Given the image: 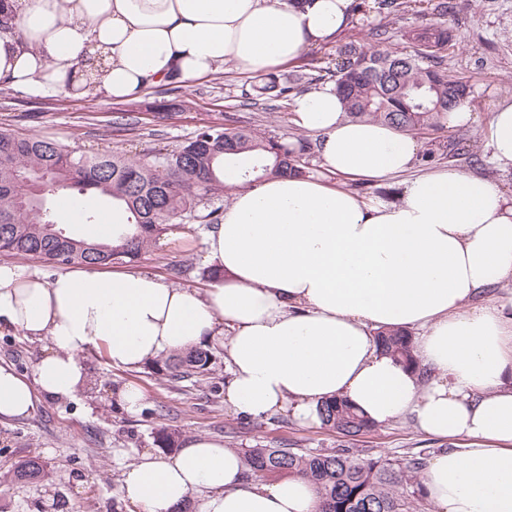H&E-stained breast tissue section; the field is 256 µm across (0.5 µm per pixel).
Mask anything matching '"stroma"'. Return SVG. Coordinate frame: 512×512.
Here are the masks:
<instances>
[{"instance_id":"obj_1","label":"stroma","mask_w":512,"mask_h":512,"mask_svg":"<svg viewBox=\"0 0 512 512\" xmlns=\"http://www.w3.org/2000/svg\"><path fill=\"white\" fill-rule=\"evenodd\" d=\"M456 3V11L443 18L459 36L448 52V72L469 83L468 102L475 120L470 127L449 128L445 134L466 138L475 155L471 161L458 160V167L494 179L511 195L512 168L492 161L487 130L498 101L512 98V0ZM382 22L373 13L353 15L351 25L338 35L278 71L295 79L297 93L315 89L318 71L335 62L338 49L354 30ZM254 78V73L241 70L230 81L220 72L173 94L150 89L121 102L95 93L67 97L0 83V130L36 135L86 153L112 151L131 160L174 149L200 127L214 123L246 126L285 143L302 137L289 102L243 105L242 86ZM206 229L202 221H175L141 253L135 267L155 271L177 287L203 286ZM42 355V343L0 328V365L29 377ZM82 361L95 381L92 389L72 400H41L22 418L0 419V512H138L120 495L121 471L142 450L154 447L155 432L162 427L174 430L182 440L207 435L235 449L282 443L331 448L340 442L336 433L317 424L298 425L288 415L238 417L224 403L213 402L204 383L181 392L162 385L147 366L137 371L112 367L99 352L84 355ZM129 383L145 394L135 414L127 413L111 395L113 388ZM358 445L375 457L418 453L427 458L443 443L425 436L405 418L377 425L361 436ZM27 456L40 457L51 472L49 479L33 484L6 481L4 475L13 463Z\"/></svg>"}]
</instances>
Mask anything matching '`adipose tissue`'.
I'll return each mask as SVG.
<instances>
[{"label":"adipose tissue","instance_id":"1","mask_svg":"<svg viewBox=\"0 0 512 512\" xmlns=\"http://www.w3.org/2000/svg\"><path fill=\"white\" fill-rule=\"evenodd\" d=\"M351 0H7L0 76L20 89L127 100L233 63L265 73L347 22ZM293 120L315 133L326 172L384 181L413 167L414 136L344 114L333 87L297 96ZM488 145L512 168V100L495 108ZM206 288L94 267L44 277L0 263V327L43 341L33 380L0 366V417L37 397L71 398L81 355L136 369L180 349L222 342L224 402L305 425L344 398L372 421L411 418L449 439L427 459L434 512H512V196L455 165L408 181L399 201L371 202L310 176L238 188L205 232ZM381 328L414 334L417 370L377 346ZM139 512H317L301 477L248 478L223 440L192 436L175 454L143 451L122 474Z\"/></svg>","mask_w":512,"mask_h":512}]
</instances>
